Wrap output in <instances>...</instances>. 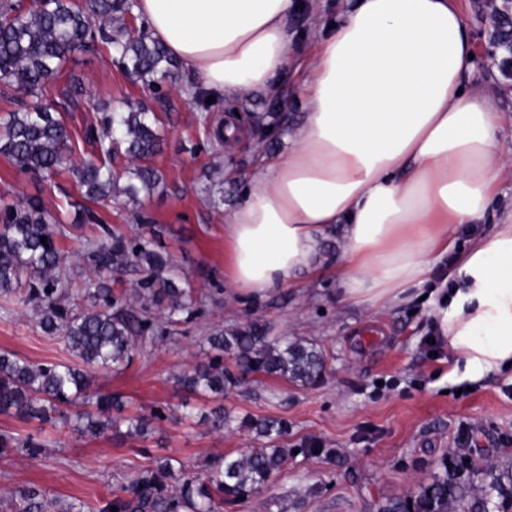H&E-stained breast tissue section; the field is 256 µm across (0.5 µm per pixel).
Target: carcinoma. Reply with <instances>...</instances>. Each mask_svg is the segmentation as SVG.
I'll return each mask as SVG.
<instances>
[{
  "instance_id": "obj_1",
  "label": "carcinoma",
  "mask_w": 512,
  "mask_h": 512,
  "mask_svg": "<svg viewBox=\"0 0 512 512\" xmlns=\"http://www.w3.org/2000/svg\"><path fill=\"white\" fill-rule=\"evenodd\" d=\"M134 0H0V83L33 98L27 107L0 118V154L16 168L43 181L64 168L72 171L83 196L110 200L120 191L138 200L140 191L159 188L162 178L147 164L160 148L157 117L140 109L105 113L91 124L85 137L98 152L79 165H68L72 135L47 93L67 62L97 32L122 70L139 78L148 90H162V82L178 68L145 26H134ZM494 57L512 53V14L494 7L489 40ZM189 101L209 116L202 93L189 84ZM123 153L134 181L119 187L121 173L113 170L112 156ZM62 224L46 222L34 201L0 208V298L5 304L33 308L44 333L58 337L77 363L35 364L8 350H0V411L41 424L63 421L80 437L111 433L142 437L148 422L139 415H122L121 398L90 392L92 375L101 370L119 372L134 351L167 333L149 310L156 307L168 323L192 315L194 292L182 282L178 268L162 246L142 236L108 231L83 244L82 260L88 268L80 288L71 297L60 272L66 262L58 238L66 235ZM46 242H41V238ZM129 268L140 272L133 295L114 293L112 278ZM206 358L177 376L179 385L192 393L224 397V391L250 375L265 374L297 386L322 382L327 369L325 350L314 343L283 335L270 337L257 321L206 337ZM234 361L236 370L224 366ZM211 427L222 431L233 419L221 405L211 410ZM260 448H246L235 456H222L191 472L174 459L160 460L132 472L106 501L101 512H221L226 502H237L268 486L286 455L279 447L288 433L285 422L273 417L252 421ZM47 447L39 434L19 437L0 430V457L17 454L38 460ZM512 512V472L494 468L468 470L441 463L431 482L421 484L411 503L416 512ZM14 512H88L79 499L58 502L36 486L11 491Z\"/></svg>"
}]
</instances>
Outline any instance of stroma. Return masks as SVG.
<instances>
[{"label":"stroma","instance_id":"35a3bbf8","mask_svg":"<svg viewBox=\"0 0 512 512\" xmlns=\"http://www.w3.org/2000/svg\"><path fill=\"white\" fill-rule=\"evenodd\" d=\"M295 2L288 18V67L274 88L234 100L219 94L212 101L211 124L233 125L242 132L218 153L210 150L199 111L182 91L193 79L188 70H181L177 84L164 85L154 95L112 62L101 41H92L69 60L49 95L72 131L82 132L87 121L117 105L143 107L157 116L164 145L150 164L163 175L162 192L136 205L121 195L93 202L83 197L69 172L44 182L0 156V202L38 199L48 223L67 227L59 245L70 285L87 274L80 258L85 239L111 230L158 237L203 296L175 334L140 348L124 370L102 371L94 379V390L121 397L124 414L146 416L155 408H169L168 420L153 422L147 437L80 438L59 426L41 428L0 414V429L21 436L40 429L49 441L37 461L0 457V512H10L1 501L5 492L24 484L38 485L53 498H79L94 506L155 458H174L197 470L209 459L261 447L255 430L218 432L198 423V414L209 411L211 401L174 381L175 374L204 358L205 338L214 328L254 320L265 324L269 335L287 334L324 347L328 365L316 387L257 374L225 394L224 409L234 417L286 420L288 433L281 445L289 455L268 489L225 504L224 512H378L386 502L410 496L417 484L430 482L444 458L452 463L465 459L477 468L512 469V374L464 390L454 358L433 339L429 307L418 295L377 308L342 303L331 267L345 245L339 231H331L329 247L320 248L318 270L300 273L292 286L252 299L236 293L225 276L224 217L240 201L261 159L287 154L283 126L296 124L304 112L302 85L315 51V27L335 21L348 5V0ZM456 4L477 55H484L494 0ZM480 76L503 114L501 151L512 158V78L486 67ZM74 78L84 88L75 110L60 94ZM261 128L270 134L260 145L256 133ZM212 170L224 180V204L217 209L204 191ZM86 208L96 214L97 223H84ZM138 213L143 216L139 222L134 219ZM38 321L34 310L21 306L9 315L0 312V349L35 363L70 361L63 342L45 335ZM188 409L194 417L186 421L182 415ZM310 443L317 444L318 453H305Z\"/></svg>","mask_w":512,"mask_h":512}]
</instances>
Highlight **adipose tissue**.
Wrapping results in <instances>:
<instances>
[{"label": "adipose tissue", "mask_w": 512, "mask_h": 512, "mask_svg": "<svg viewBox=\"0 0 512 512\" xmlns=\"http://www.w3.org/2000/svg\"><path fill=\"white\" fill-rule=\"evenodd\" d=\"M293 0H136L151 37L202 84L238 98L288 65ZM455 0H356L308 66L288 154L262 162L224 218L226 275L261 295L314 268L341 227V300L384 307L430 285L462 224L487 222L512 161L502 115L475 81ZM432 326L476 382L512 362V213L457 252Z\"/></svg>", "instance_id": "obj_1"}]
</instances>
